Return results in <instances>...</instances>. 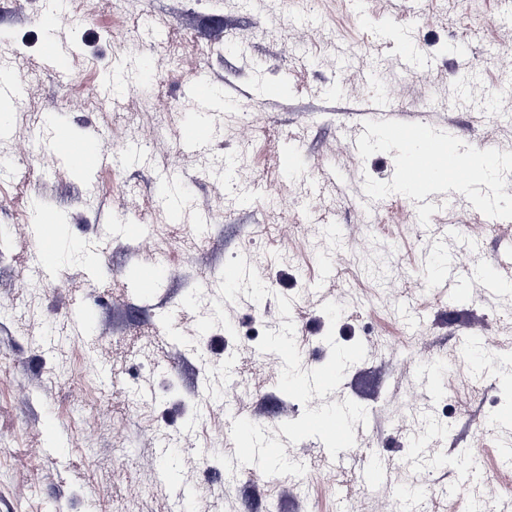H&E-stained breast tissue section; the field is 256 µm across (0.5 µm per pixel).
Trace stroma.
Masks as SVG:
<instances>
[{
  "label": "stroma",
  "mask_w": 512,
  "mask_h": 512,
  "mask_svg": "<svg viewBox=\"0 0 512 512\" xmlns=\"http://www.w3.org/2000/svg\"><path fill=\"white\" fill-rule=\"evenodd\" d=\"M51 2L21 10L0 0L9 38L0 52H24L34 79L23 98L42 108L35 123L21 103L10 106V134L0 138L10 165L0 176V512H346L351 493L360 512H376L386 489L424 512H456L455 495L435 497L433 483L452 489L494 472L512 485V467L496 453L512 443V428L497 422L512 412L500 369L459 363L474 315L512 336V267L501 268L506 286L495 294L474 285L512 251V168L448 186L417 210L397 179L398 151L368 111L389 96L406 118L454 135L465 160L487 142L512 158V76L496 63L512 49V0H76L47 31L37 19ZM299 30L321 38L294 44ZM48 40L65 49V74L48 68ZM171 44L181 56L173 72ZM408 48L417 62L405 71L397 58ZM129 50L147 61L146 78L125 79L110 101L87 106L106 68L128 69ZM194 83L217 88L224 102L207 114L209 140L190 149L182 139ZM57 122L99 134L107 150L138 147L143 158L81 174L16 154L20 142L49 139ZM250 122L262 134L246 142L237 130ZM216 156L232 163L229 176L210 170ZM223 194L234 201L207 225L205 251L182 252L180 240ZM45 212L71 252L31 287L30 248ZM19 215L25 224H14ZM293 222L304 230L292 241L256 235L257 225ZM452 224L461 232L449 234ZM473 236L481 245L464 301L440 296L424 270ZM333 245L345 250L343 270L329 265ZM162 255L170 268L142 295L135 272ZM238 263L268 292L240 288L199 307L193 296L205 279ZM417 299L432 302L424 315ZM85 307L96 322L83 329L75 314ZM265 308L281 311L279 324H259ZM415 329L446 365L442 394L424 388L409 361L402 338ZM289 332L313 338L310 366L335 363L352 346L363 357L344 366L337 388L297 398L267 368L284 362L276 339ZM201 340L211 362L191 352ZM470 386L481 390L472 404L449 398ZM416 395L440 420L418 441L401 418ZM332 408L354 414L343 486L317 483L269 501L283 464L333 462L324 438L294 434L310 413ZM254 419L278 448L264 482L228 484L218 464L203 475L207 450L235 443L237 422ZM153 423L170 448L157 444ZM371 465L382 479L362 486L358 475Z\"/></svg>",
  "instance_id": "stroma-1"
}]
</instances>
